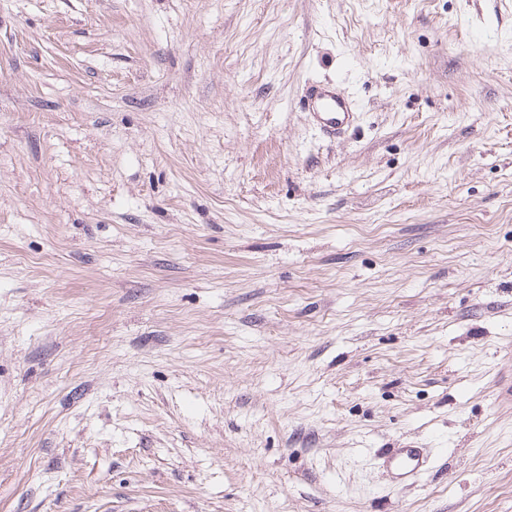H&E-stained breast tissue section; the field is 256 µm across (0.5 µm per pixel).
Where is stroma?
Returning a JSON list of instances; mask_svg holds the SVG:
<instances>
[{"label": "stroma", "instance_id": "1", "mask_svg": "<svg viewBox=\"0 0 512 512\" xmlns=\"http://www.w3.org/2000/svg\"><path fill=\"white\" fill-rule=\"evenodd\" d=\"M511 383L512 0H0V512H512ZM306 108L320 131L328 137L340 135L348 126L352 111L336 89L316 84L306 90ZM382 460V466L396 483L407 486L415 484L429 465L424 448H391Z\"/></svg>", "mask_w": 512, "mask_h": 512}]
</instances>
